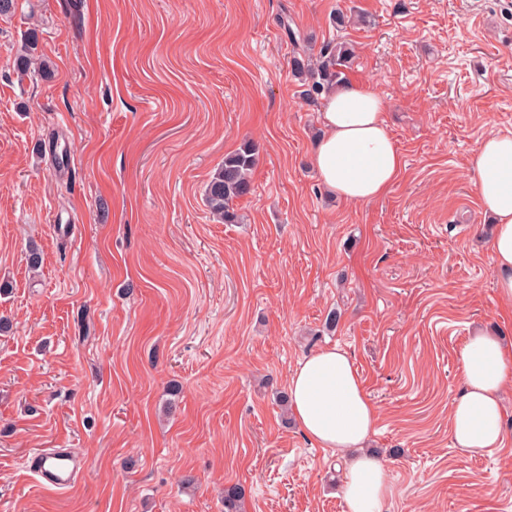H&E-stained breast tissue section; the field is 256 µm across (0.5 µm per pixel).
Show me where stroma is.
I'll return each mask as SVG.
<instances>
[{
    "mask_svg": "<svg viewBox=\"0 0 512 512\" xmlns=\"http://www.w3.org/2000/svg\"><path fill=\"white\" fill-rule=\"evenodd\" d=\"M355 11L337 30L335 11ZM343 36L404 168L329 196L320 100L292 60ZM51 78L20 76L26 42ZM512 131V0H18L0 15V512H345L338 457L279 402L337 347L380 420L385 512H512L506 447L468 458L449 411L475 328L512 343L468 160ZM255 148L239 220L205 189ZM42 254L27 265L30 246ZM338 313L329 327V313ZM87 460L50 493L38 450Z\"/></svg>",
    "mask_w": 512,
    "mask_h": 512,
    "instance_id": "35a3bbf8",
    "label": "stroma"
}]
</instances>
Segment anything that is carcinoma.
<instances>
[{"label":"carcinoma","mask_w":512,"mask_h":512,"mask_svg":"<svg viewBox=\"0 0 512 512\" xmlns=\"http://www.w3.org/2000/svg\"><path fill=\"white\" fill-rule=\"evenodd\" d=\"M354 52L343 41L329 42L323 45L316 56L303 54L292 61L294 75L305 79L303 95L313 99L341 84L345 70L352 63ZM17 69L25 76L30 70H37L42 76L51 75L49 66L31 54L30 44H25L22 54L17 58ZM255 165L254 149L245 145L224 157V164L214 173L206 189V202L211 213L220 221L233 223L236 214L231 208L234 199L247 194L250 190V174ZM244 489L232 485L224 489V512H240Z\"/></svg>","instance_id":"1"}]
</instances>
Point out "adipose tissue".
<instances>
[{
	"label": "adipose tissue",
	"mask_w": 512,
	"mask_h": 512,
	"mask_svg": "<svg viewBox=\"0 0 512 512\" xmlns=\"http://www.w3.org/2000/svg\"><path fill=\"white\" fill-rule=\"evenodd\" d=\"M374 84L344 83L322 97V137L312 165L324 187L348 203L383 197L403 162ZM483 209L492 218L489 250L499 298L512 307V132L484 138L468 161ZM463 391L450 408L456 448L467 456L504 447L505 393L512 387V348L477 330L459 353ZM294 415L319 447L347 452L343 474L347 512H382L389 494L387 469L364 451L379 411L348 354L324 349L289 379Z\"/></svg>",
	"instance_id": "ef3b65f1"
}]
</instances>
